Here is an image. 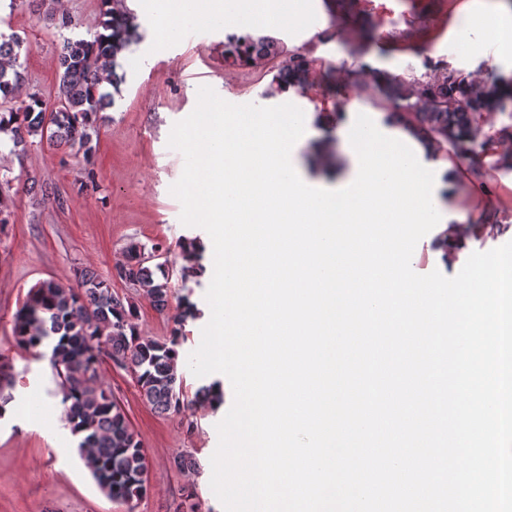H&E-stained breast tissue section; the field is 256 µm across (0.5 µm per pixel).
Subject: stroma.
<instances>
[{"label": "stroma", "instance_id": "35a3bbf8", "mask_svg": "<svg viewBox=\"0 0 512 512\" xmlns=\"http://www.w3.org/2000/svg\"><path fill=\"white\" fill-rule=\"evenodd\" d=\"M279 19L258 32L283 42L289 50H307L321 68L307 88L269 94L276 61L239 64L224 58V43L243 29L234 18L198 23L204 43L168 34L164 19L168 0H130L137 34L118 57L120 83L113 105L99 127L93 155L94 182L81 187L85 165L68 146L36 142L14 154L10 140L0 141V176L10 178L7 223L0 224V356L11 370L0 385V400L20 405L38 399L56 403L49 360L20 350L13 336L16 313L31 287L42 280L75 284L90 270L110 281L113 293L137 309L135 322L143 335L168 339L181 313L182 297L200 311L187 320L178 347L188 358L201 342L210 319L205 293L213 275L212 241L198 227L181 224L179 201L170 187L184 168L182 154L168 145L175 122L195 108L200 86L212 87L233 104L276 106L286 102L305 114L307 140L291 153L300 177L327 189L343 188L351 171L329 174L311 164L320 145L341 150L345 127L357 114L369 115L384 134H393L386 111L374 91L355 92L339 80L342 69L363 61L371 69L421 76L444 63L485 79L512 77V56L490 62L481 46L485 32L472 18L474 0H273ZM69 15L68 37H90L101 0H55ZM40 0L31 5L0 7V36L22 40L19 62L24 75L21 94L41 93L55 103L61 40L40 15ZM468 31L473 47L465 56L452 48L460 31ZM418 160L435 174L433 202L452 224H478L480 233L465 238L452 262L432 247V235L417 244L411 260L416 273L439 270L455 276L473 252H485L512 241V168L494 166L493 154L478 150L468 156L434 159L417 151ZM205 246L200 276L183 279L182 246L192 240ZM161 246L168 258L172 297L165 311L115 276V267L130 242ZM179 376L191 410L160 414L145 403L129 371L104 360L99 382L125 409L148 457V491L135 512H174L192 497L199 512H224L210 487V458L218 443L217 423L233 403L225 391L222 407L196 399L197 390L218 381V374L195 377L188 365ZM79 438L64 418L21 427L0 417V512H125L103 492L78 451ZM191 456L194 465L177 469L176 456Z\"/></svg>", "mask_w": 512, "mask_h": 512}]
</instances>
